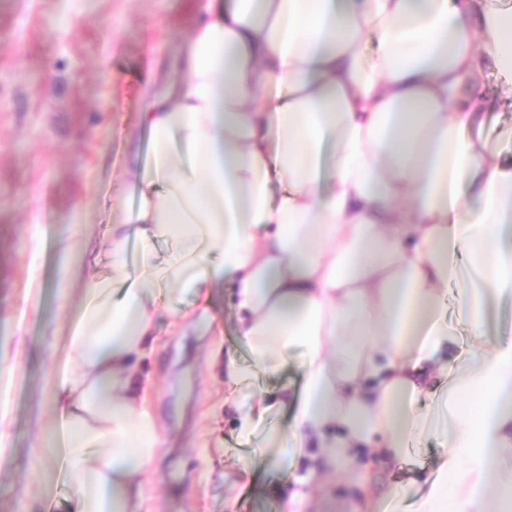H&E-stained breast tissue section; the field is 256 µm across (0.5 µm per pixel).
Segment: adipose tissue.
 Returning a JSON list of instances; mask_svg holds the SVG:
<instances>
[{
  "label": "adipose tissue",
  "instance_id": "adipose-tissue-1",
  "mask_svg": "<svg viewBox=\"0 0 512 512\" xmlns=\"http://www.w3.org/2000/svg\"><path fill=\"white\" fill-rule=\"evenodd\" d=\"M489 68L512 89V13L478 0H207L179 76L146 89L151 153L122 174L137 203L84 288L54 448L32 451L37 474L64 461L61 512H149L157 305L220 288L250 355L224 363L237 433L266 432L243 471L306 454L308 477L337 476L362 449L401 468L433 437L434 474L377 512H512V334L487 324L512 295V168L484 133ZM295 350L300 388L277 392L290 421L264 428L247 392Z\"/></svg>",
  "mask_w": 512,
  "mask_h": 512
}]
</instances>
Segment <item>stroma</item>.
<instances>
[{
	"label": "stroma",
	"mask_w": 512,
	"mask_h": 512,
	"mask_svg": "<svg viewBox=\"0 0 512 512\" xmlns=\"http://www.w3.org/2000/svg\"><path fill=\"white\" fill-rule=\"evenodd\" d=\"M205 2L0 0V413L10 421L0 431L10 458L0 469V512H26L29 487L62 491L53 473H30L29 450L54 432V374L95 269L90 245L111 223L114 201L134 202L119 175L149 148L141 89L152 75L178 74L173 39L187 35ZM487 94L488 132L512 164V102L492 84ZM158 326L147 363L163 439L145 476L151 512H280L294 493L308 498V512H345L362 497L350 474L306 484L259 465L243 475L238 459L250 448L238 442L224 373L212 363L219 350L249 358L224 296L181 321L161 310ZM299 366L295 352L281 375L257 378L269 424L287 425L275 393L297 387Z\"/></svg>",
	"instance_id": "35a3bbf8"
}]
</instances>
